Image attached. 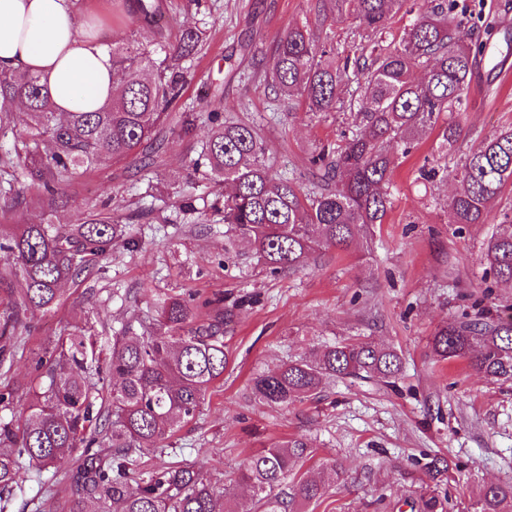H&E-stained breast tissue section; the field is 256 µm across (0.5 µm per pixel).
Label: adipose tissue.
Here are the masks:
<instances>
[{"label":"adipose tissue","instance_id":"ef3b65f1","mask_svg":"<svg viewBox=\"0 0 512 512\" xmlns=\"http://www.w3.org/2000/svg\"><path fill=\"white\" fill-rule=\"evenodd\" d=\"M111 29L72 0H0V71L39 76L57 112L99 109L115 90Z\"/></svg>","mask_w":512,"mask_h":512}]
</instances>
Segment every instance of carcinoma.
Returning <instances> with one entry per match:
<instances>
[{
    "instance_id": "carcinoma-1",
    "label": "carcinoma",
    "mask_w": 512,
    "mask_h": 512,
    "mask_svg": "<svg viewBox=\"0 0 512 512\" xmlns=\"http://www.w3.org/2000/svg\"><path fill=\"white\" fill-rule=\"evenodd\" d=\"M132 22L152 40L112 46L116 95L95 112H70L60 118L50 92L28 72H0V135L8 134L16 106L29 117L24 135L0 154V172L22 162L21 178L0 191L15 205L24 202V184L41 189L43 206L62 199V179L88 172L104 156L133 163L145 159L161 127L188 136L199 121L210 126L193 172L231 186L211 209L222 215L224 253L245 241L270 273H295L307 256L321 249L348 248L381 224L391 207L390 178L398 156L391 144H411L435 128L442 113L466 104L477 60L497 35L494 22L478 9H458L457 0H431L413 23L390 36L388 20L413 12L410 0H334L336 18L356 22L354 57L333 64L306 29L294 26L280 36L270 65L275 85L288 96V111L301 108L321 115L346 104L358 108L359 127L341 144L314 151L311 166L321 184L304 191L290 178L276 177L267 165V144L259 130L224 119L223 110L206 107L171 112L188 85L179 61L201 46V32L184 29L166 39L161 0H131ZM483 28L472 40L467 24ZM423 77L412 78L415 69ZM461 137L449 122L438 133V148L448 154ZM457 188L445 207L454 233L484 224L493 202L512 186V128L503 129L471 149L451 170ZM501 231L484 248L493 278L512 284V214H500ZM140 246L129 226L117 224L109 199L84 211L76 224H15L0 228V291L9 306L0 314V366L20 349L19 329L30 328L27 314L49 312L59 304L60 286L93 273L112 252ZM157 316L139 327H123L112 339L103 363L112 379L109 398L89 386L91 337L72 335L36 360L39 391L21 425L0 416V512H11L22 493L20 470L39 472L73 457L66 512H303L318 502L329 484L298 471L316 455L307 436L252 454L238 480L250 498L234 508L210 479L189 464L137 470L146 450L164 449L182 424L201 412L208 392L230 363L224 325V295H167ZM440 358H467L490 381L512 383V315L492 316L483 308L438 329L431 340ZM403 368L400 353L372 343L338 341L309 348L274 369L255 374L251 394L276 408L315 399L331 381L359 378L392 386ZM18 389L0 388V412L20 401ZM444 457L425 464L434 485L451 478ZM448 499L427 489L411 502L417 512H447ZM473 512H512V479L481 487Z\"/></svg>"
}]
</instances>
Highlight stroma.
I'll return each instance as SVG.
<instances>
[{"instance_id":"35a3bbf8","label":"stroma","mask_w":512,"mask_h":512,"mask_svg":"<svg viewBox=\"0 0 512 512\" xmlns=\"http://www.w3.org/2000/svg\"><path fill=\"white\" fill-rule=\"evenodd\" d=\"M316 0H167L172 28H199L206 36L198 53L184 61L190 79L181 100L195 106L208 95L228 118L253 124L265 138L274 175L295 179L304 189L317 183L309 154L319 144L340 141L359 123L355 110L313 116L289 112L288 101L267 84L279 36L288 27H306L318 46L332 54L352 50L353 19L335 21L319 13ZM462 129L459 153H467L501 129L512 127V55L498 66L482 60L465 111L445 114ZM209 134L198 124L186 137L168 134L157 167L103 159L82 175L64 178L66 206L46 215L38 191L26 186V201L10 207L0 198V224L76 223L100 203V187L113 204L129 212L148 209L134 222L141 246L105 260V269L66 284L62 305L31 318V333L0 383L29 386L32 359L53 341L82 332L95 349L107 352L114 331L128 320L154 312L157 298L188 289L223 291L226 301L242 296L250 305L235 309L224 330L231 363L214 383L200 415L176 433L167 458L184 461L209 477L227 500L246 490L237 474L259 449L298 435L311 437L317 454L305 466L335 459L341 480L306 512H410L424 475L414 459L442 456L461 467L443 484L451 512H467L469 500L487 483L512 477V384L487 380L466 359H439L430 340L457 319L473 300L502 310L512 308V287L486 275L482 248L499 226L473 224L454 234L444 201L452 181L420 179L425 162L451 166L455 157L438 150V136L424 135L400 159L391 179L392 207L377 225L372 243L348 251L330 248L308 256L303 269L270 276L245 247L224 251V225L177 221L175 204L193 197L210 205V185L190 177ZM396 348L404 369L395 387L348 380L328 387L319 400L273 409L255 401L249 380L306 348L339 340ZM72 460L48 471L21 470L24 497L48 495L65 502L70 494Z\"/></svg>"}]
</instances>
